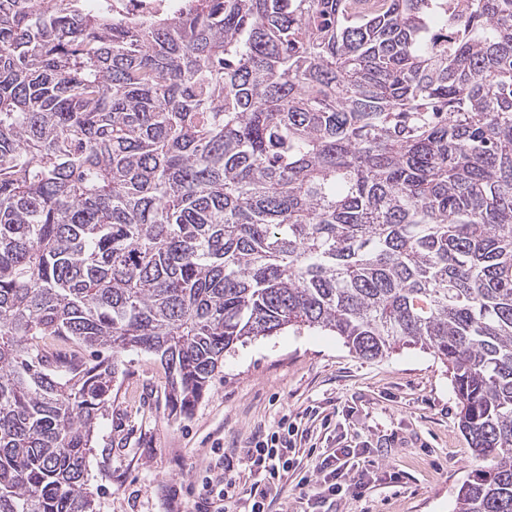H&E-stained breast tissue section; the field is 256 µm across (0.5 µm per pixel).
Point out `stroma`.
Listing matches in <instances>:
<instances>
[{"instance_id":"stroma-1","label":"stroma","mask_w":512,"mask_h":512,"mask_svg":"<svg viewBox=\"0 0 512 512\" xmlns=\"http://www.w3.org/2000/svg\"><path fill=\"white\" fill-rule=\"evenodd\" d=\"M120 360L87 459L96 512H193L214 449L245 447L284 422L303 433L302 462L366 448L399 471L339 501L338 512H456L478 466L447 368L417 348L368 361L338 336L287 329L227 354L186 413L172 411L153 355L128 350Z\"/></svg>"}]
</instances>
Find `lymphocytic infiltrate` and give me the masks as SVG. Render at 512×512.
<instances>
[{
  "label": "lymphocytic infiltrate",
  "instance_id": "lymphocytic-infiltrate-1",
  "mask_svg": "<svg viewBox=\"0 0 512 512\" xmlns=\"http://www.w3.org/2000/svg\"><path fill=\"white\" fill-rule=\"evenodd\" d=\"M295 447L288 428L255 435L249 446L222 453L215 472L204 477L196 512H272L296 493L313 512L334 506L343 494L360 495L372 469L365 464V449L339 448L315 462L311 474L289 484L296 469ZM248 470L247 482L237 481V469Z\"/></svg>",
  "mask_w": 512,
  "mask_h": 512
}]
</instances>
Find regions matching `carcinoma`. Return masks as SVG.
Returning <instances> with one entry per match:
<instances>
[{
    "instance_id": "carcinoma-1",
    "label": "carcinoma",
    "mask_w": 512,
    "mask_h": 512,
    "mask_svg": "<svg viewBox=\"0 0 512 512\" xmlns=\"http://www.w3.org/2000/svg\"><path fill=\"white\" fill-rule=\"evenodd\" d=\"M0 0V512H95L119 355L183 412L319 329L450 373L512 512V0Z\"/></svg>"
}]
</instances>
